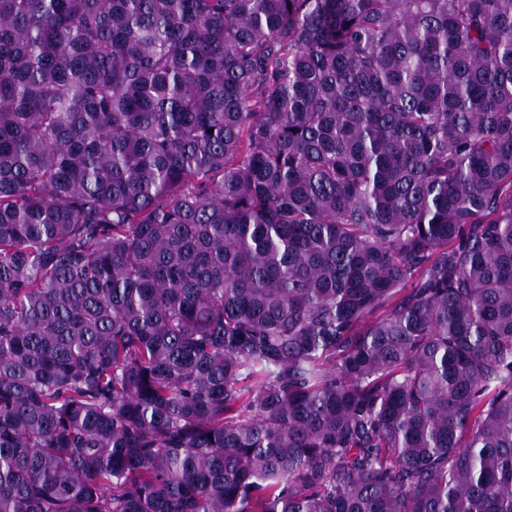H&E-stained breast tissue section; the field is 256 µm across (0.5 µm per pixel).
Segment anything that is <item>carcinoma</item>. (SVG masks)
<instances>
[{
	"mask_svg": "<svg viewBox=\"0 0 512 512\" xmlns=\"http://www.w3.org/2000/svg\"><path fill=\"white\" fill-rule=\"evenodd\" d=\"M0 512H512V0H0Z\"/></svg>",
	"mask_w": 512,
	"mask_h": 512,
	"instance_id": "carcinoma-1",
	"label": "carcinoma"
}]
</instances>
